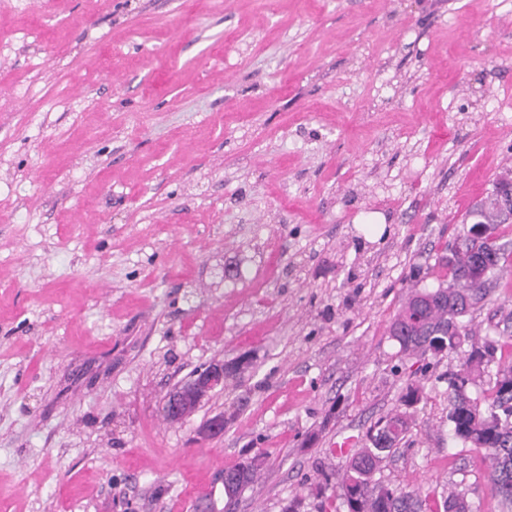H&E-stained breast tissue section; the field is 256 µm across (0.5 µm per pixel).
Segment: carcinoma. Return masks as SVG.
Listing matches in <instances>:
<instances>
[{
  "mask_svg": "<svg viewBox=\"0 0 512 512\" xmlns=\"http://www.w3.org/2000/svg\"><path fill=\"white\" fill-rule=\"evenodd\" d=\"M452 258L447 262L455 294L465 301L459 309L448 304L441 288H411L390 325V337L403 356L426 358L444 352H457L472 341L475 332L464 318L479 300L474 278L501 272L512 267V251L499 246L490 248L480 238H469L460 230ZM490 359L475 357L464 351L458 371L448 375V423L453 437L468 448L482 449L494 470L499 495L512 502V362H498L492 393L476 396L462 390L457 382L464 375L467 387L481 384L483 374L495 361L497 347L485 339ZM410 428V415L395 411L369 428L365 446L351 454L340 476L341 493L327 496L317 505V512H472V505L462 492L450 489L442 499L407 492L376 478L381 463L395 450Z\"/></svg>",
  "mask_w": 512,
  "mask_h": 512,
  "instance_id": "carcinoma-1",
  "label": "carcinoma"
}]
</instances>
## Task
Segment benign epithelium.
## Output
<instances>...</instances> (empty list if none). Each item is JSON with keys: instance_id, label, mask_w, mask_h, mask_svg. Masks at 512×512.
Masks as SVG:
<instances>
[{"instance_id": "benign-epithelium-1", "label": "benign epithelium", "mask_w": 512, "mask_h": 512, "mask_svg": "<svg viewBox=\"0 0 512 512\" xmlns=\"http://www.w3.org/2000/svg\"><path fill=\"white\" fill-rule=\"evenodd\" d=\"M491 200L497 202V222L511 224V178L496 181L489 192V198L477 201L474 209L478 211L486 209ZM237 365L242 366L244 362L237 359L230 362L213 361L199 368L189 381L176 386L167 394L161 408L164 418L171 423L182 421L189 408L203 404L217 390L224 387V380L228 370ZM223 435L224 415L222 414L209 418L196 430V440L200 442H206Z\"/></svg>"}]
</instances>
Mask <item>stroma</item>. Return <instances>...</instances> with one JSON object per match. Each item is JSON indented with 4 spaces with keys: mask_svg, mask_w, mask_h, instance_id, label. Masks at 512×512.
Instances as JSON below:
<instances>
[{
    "mask_svg": "<svg viewBox=\"0 0 512 512\" xmlns=\"http://www.w3.org/2000/svg\"><path fill=\"white\" fill-rule=\"evenodd\" d=\"M506 167L512 0H0V512H317L411 383L381 480L512 512L389 336ZM473 323L512 353V270ZM237 365L243 366L244 362L213 361L199 368L189 381L167 394L161 408L164 418L171 423L182 421L189 408L202 405L218 389H223L228 370Z\"/></svg>",
    "mask_w": 512,
    "mask_h": 512,
    "instance_id": "obj_1",
    "label": "stroma"
}]
</instances>
